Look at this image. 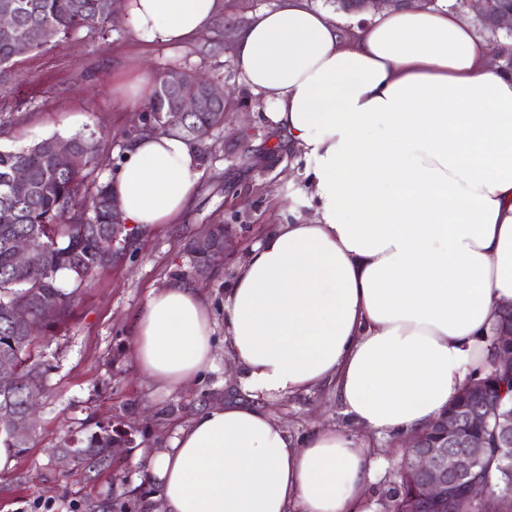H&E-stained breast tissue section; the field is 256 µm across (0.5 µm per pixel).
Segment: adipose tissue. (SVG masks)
I'll return each mask as SVG.
<instances>
[{
	"label": "adipose tissue",
	"mask_w": 512,
	"mask_h": 512,
	"mask_svg": "<svg viewBox=\"0 0 512 512\" xmlns=\"http://www.w3.org/2000/svg\"><path fill=\"white\" fill-rule=\"evenodd\" d=\"M149 44L182 43L216 0H126ZM236 64L273 132L313 163V219L276 224L238 262L224 341L244 399L178 427L146 474L163 512H368L366 437L402 439L447 411L491 356L512 301V73L450 6L388 9L346 29L305 0L256 13ZM199 161L145 132L108 173L142 231L193 198ZM215 321L188 283L152 290L130 352L175 392L215 367ZM332 389L349 427L294 437L272 400Z\"/></svg>",
	"instance_id": "ef3b65f1"
}]
</instances>
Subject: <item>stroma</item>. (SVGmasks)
Returning <instances> with one entry per match:
<instances>
[{
    "mask_svg": "<svg viewBox=\"0 0 512 512\" xmlns=\"http://www.w3.org/2000/svg\"><path fill=\"white\" fill-rule=\"evenodd\" d=\"M282 2L217 0L208 27L182 45L143 43L122 22L105 36L82 30L18 57L0 89L1 147L91 132L109 150L108 170L116 167L146 109L145 100L130 99V86L141 76L154 82L175 65L204 73L230 92L232 113L231 125L209 136L212 151L199 166L190 208L161 229L119 234L111 266L75 297L68 321L40 338L47 392L27 448L14 451L11 465L0 470V512H160L154 485L140 479L150 457L165 447L175 426L211 402L242 398L223 332L215 334L217 371L172 393L139 373L127 344L151 290L183 281L191 264L188 244L209 225H230L241 251L261 227L315 214L309 160L284 137L268 133V105L247 87L235 61L241 27L251 15ZM234 273L229 259L193 281L219 324ZM272 409L301 438L346 423L334 394L324 390L274 401ZM122 424L134 428V442L111 467L60 462L65 438L83 440L98 427Z\"/></svg>",
    "mask_w": 512,
    "mask_h": 512,
    "instance_id": "1",
    "label": "stroma"
}]
</instances>
